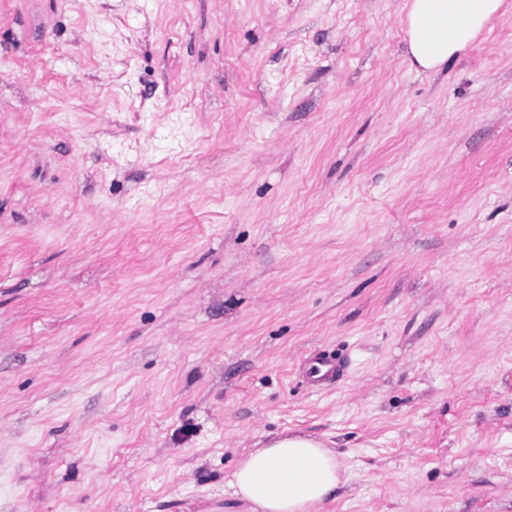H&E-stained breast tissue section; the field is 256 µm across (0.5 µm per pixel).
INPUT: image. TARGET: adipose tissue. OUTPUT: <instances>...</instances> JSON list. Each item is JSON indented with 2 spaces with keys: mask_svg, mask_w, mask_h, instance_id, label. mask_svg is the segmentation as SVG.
<instances>
[{
  "mask_svg": "<svg viewBox=\"0 0 512 512\" xmlns=\"http://www.w3.org/2000/svg\"><path fill=\"white\" fill-rule=\"evenodd\" d=\"M502 0H406L407 58L437 71L463 51ZM346 480L333 449L310 436L281 435L251 449L229 480L250 512H319Z\"/></svg>",
  "mask_w": 512,
  "mask_h": 512,
  "instance_id": "adipose-tissue-1",
  "label": "adipose tissue"
}]
</instances>
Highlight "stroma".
<instances>
[{
  "mask_svg": "<svg viewBox=\"0 0 512 512\" xmlns=\"http://www.w3.org/2000/svg\"><path fill=\"white\" fill-rule=\"evenodd\" d=\"M403 5L0 0V512H246L282 434L512 512V0L433 73ZM342 358H325L320 355V353H314L307 360L308 365V375L309 377L317 381L319 383H329L331 384L334 380L336 369L339 370L342 368ZM322 366H328L329 369L322 376L318 377L317 380L314 379V376L320 373Z\"/></svg>",
  "mask_w": 512,
  "mask_h": 512,
  "instance_id": "stroma-1",
  "label": "stroma"
}]
</instances>
